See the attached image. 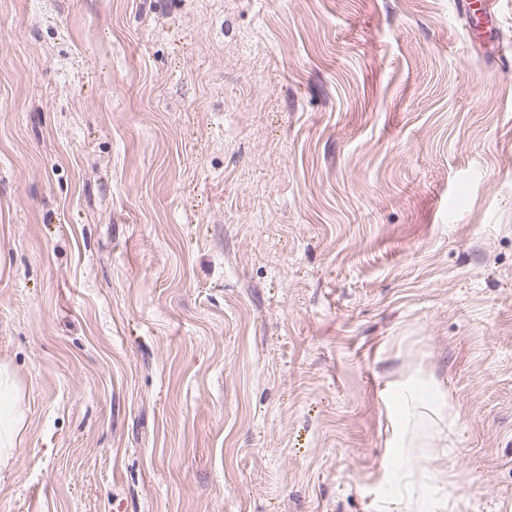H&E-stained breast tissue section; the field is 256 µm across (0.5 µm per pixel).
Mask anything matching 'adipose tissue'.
Wrapping results in <instances>:
<instances>
[{"label": "adipose tissue", "mask_w": 512, "mask_h": 512, "mask_svg": "<svg viewBox=\"0 0 512 512\" xmlns=\"http://www.w3.org/2000/svg\"><path fill=\"white\" fill-rule=\"evenodd\" d=\"M25 420L21 389L8 366L0 363V476L13 470Z\"/></svg>", "instance_id": "obj_1"}]
</instances>
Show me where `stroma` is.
Returning <instances> with one entry per match:
<instances>
[{"instance_id":"35a3bbf8","label":"stroma","mask_w":512,"mask_h":512,"mask_svg":"<svg viewBox=\"0 0 512 512\" xmlns=\"http://www.w3.org/2000/svg\"><path fill=\"white\" fill-rule=\"evenodd\" d=\"M455 2L0 0V512H512V0L499 59ZM25 420L21 389L8 366L0 363V478L13 470Z\"/></svg>"}]
</instances>
